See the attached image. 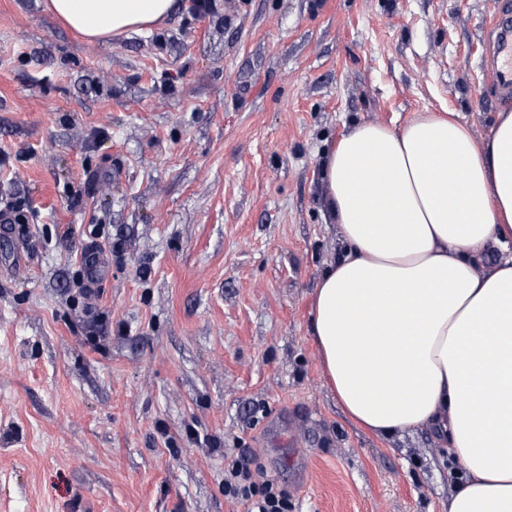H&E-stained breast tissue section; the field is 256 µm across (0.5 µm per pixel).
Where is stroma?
I'll return each instance as SVG.
<instances>
[{
    "label": "stroma",
    "mask_w": 512,
    "mask_h": 512,
    "mask_svg": "<svg viewBox=\"0 0 512 512\" xmlns=\"http://www.w3.org/2000/svg\"><path fill=\"white\" fill-rule=\"evenodd\" d=\"M501 2L176 0L92 42L0 0V210L27 217L0 223V512H241L240 453L292 512H441L432 434H367L322 375V163L425 110L484 139L512 110L480 67Z\"/></svg>",
    "instance_id": "stroma-1"
}]
</instances>
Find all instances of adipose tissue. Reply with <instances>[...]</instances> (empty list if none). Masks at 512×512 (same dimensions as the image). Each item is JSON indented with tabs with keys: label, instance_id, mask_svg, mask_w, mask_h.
Listing matches in <instances>:
<instances>
[{
	"label": "adipose tissue",
	"instance_id": "1",
	"mask_svg": "<svg viewBox=\"0 0 512 512\" xmlns=\"http://www.w3.org/2000/svg\"><path fill=\"white\" fill-rule=\"evenodd\" d=\"M175 0H49L103 40ZM343 254L320 278L310 336L342 409L376 436L430 429L461 471L442 512H512V111L475 140L455 115L357 123L323 162Z\"/></svg>",
	"mask_w": 512,
	"mask_h": 512
}]
</instances>
